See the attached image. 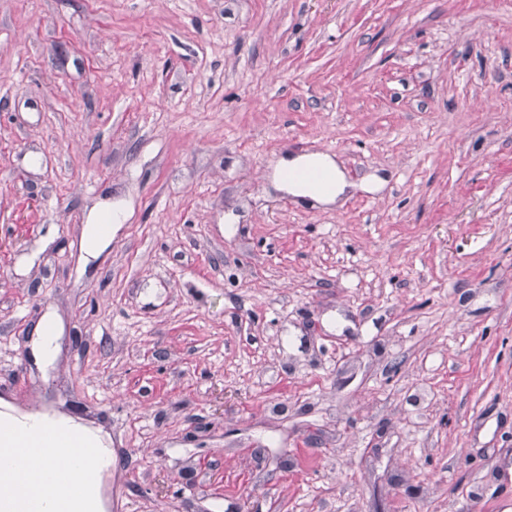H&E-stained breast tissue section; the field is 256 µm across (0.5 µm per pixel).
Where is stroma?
<instances>
[{
  "instance_id": "35a3bbf8",
  "label": "stroma",
  "mask_w": 512,
  "mask_h": 512,
  "mask_svg": "<svg viewBox=\"0 0 512 512\" xmlns=\"http://www.w3.org/2000/svg\"><path fill=\"white\" fill-rule=\"evenodd\" d=\"M2 395L111 512H512V0H0ZM282 164L292 170L320 168L330 174L329 181L324 184L295 180L289 184H283L281 188L294 197L311 200L322 205H332L340 201L351 186L337 161L326 154H303L285 160ZM97 215H91L85 227L83 251L86 264L90 259H97L112 242V224H98ZM61 328L50 315L46 314L33 328L32 356L43 366L54 362Z\"/></svg>"
}]
</instances>
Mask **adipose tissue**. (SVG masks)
Wrapping results in <instances>:
<instances>
[{
  "label": "adipose tissue",
  "instance_id": "adipose-tissue-1",
  "mask_svg": "<svg viewBox=\"0 0 512 512\" xmlns=\"http://www.w3.org/2000/svg\"><path fill=\"white\" fill-rule=\"evenodd\" d=\"M293 170L319 168L329 173L330 179L323 184L291 181L285 189L292 196L322 205H331L345 195L349 183L337 161L329 155L312 153L293 157L285 162ZM6 428L0 438V455L10 454L15 434L34 430L33 447L27 458L16 470L0 472V498L8 502L18 499L19 484H26L32 492V500L40 504L42 512H106L110 499L111 442L102 429L83 423L77 418L56 411L34 415L5 404L0 409V428ZM80 434L87 447L96 453V462L88 480L76 489H68L60 478V463L49 456V448L62 436Z\"/></svg>",
  "mask_w": 512,
  "mask_h": 512
}]
</instances>
